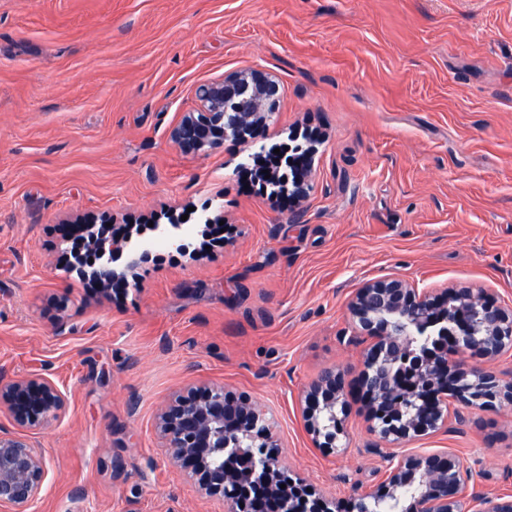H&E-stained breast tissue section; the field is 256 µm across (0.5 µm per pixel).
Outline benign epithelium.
Wrapping results in <instances>:
<instances>
[{"instance_id":"obj_1","label":"benign epithelium","mask_w":512,"mask_h":512,"mask_svg":"<svg viewBox=\"0 0 512 512\" xmlns=\"http://www.w3.org/2000/svg\"><path fill=\"white\" fill-rule=\"evenodd\" d=\"M279 82L253 70L230 74L198 86L199 107L171 129L170 138L185 155H197L239 136L254 121L272 115L280 98ZM244 97L247 112L227 113L224 99ZM311 164L297 165L292 196L304 198L313 188ZM90 246L103 255L123 250V228L100 231L83 225ZM94 278L110 290L127 285L125 274L103 259ZM355 342H367L357 391L369 408L380 437L398 444L415 436L448 430L446 401L465 407L493 408L512 403V380L481 367L464 369L448 361L451 351L494 360L512 351V305L497 303L469 288L420 291L399 278L365 283L349 304ZM348 383L334 369L323 371L304 391L307 430L331 445L341 434L336 412H346ZM0 405L6 407L15 433L0 434V509L28 512L45 481L43 456L26 431L60 416L64 398L39 376L13 378L0 374ZM331 423H326V420ZM158 428L171 459L192 473L209 496L227 502V512H332L328 499L306 486L310 497L299 502L282 491L279 481L292 470L275 451L277 443L260 408L224 388L202 385L179 396L161 411ZM387 476L374 496L405 512H512V495L490 498L479 490L464 492L459 459L449 452L398 456L387 453Z\"/></svg>"}]
</instances>
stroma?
Listing matches in <instances>:
<instances>
[{
  "instance_id": "obj_1",
  "label": "stroma",
  "mask_w": 512,
  "mask_h": 512,
  "mask_svg": "<svg viewBox=\"0 0 512 512\" xmlns=\"http://www.w3.org/2000/svg\"><path fill=\"white\" fill-rule=\"evenodd\" d=\"M255 69L281 86L258 135L182 154L170 130L197 87ZM302 128L322 140L291 208L241 162ZM190 207L225 244L156 248L123 294L67 270L65 223L165 229ZM386 277L512 304V0H0V373L66 399L31 433L30 512H226L157 428L202 384L260 403L282 459L340 505L375 491L365 405L323 448L302 394L328 368L357 380L348 303ZM406 448L512 493V404L451 405L447 432Z\"/></svg>"
}]
</instances>
